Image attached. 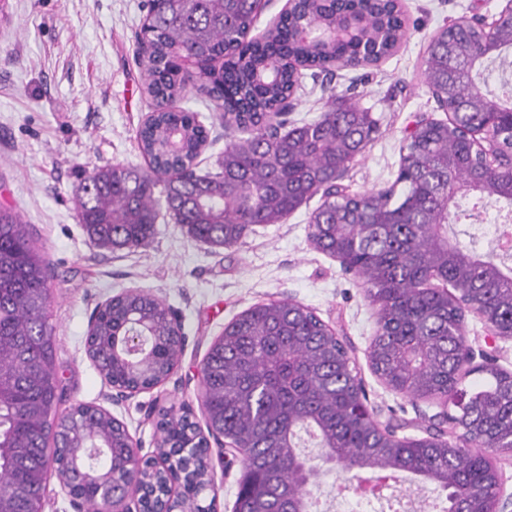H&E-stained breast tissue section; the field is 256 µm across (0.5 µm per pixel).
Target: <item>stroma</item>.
Returning a JSON list of instances; mask_svg holds the SVG:
<instances>
[{
  "mask_svg": "<svg viewBox=\"0 0 512 512\" xmlns=\"http://www.w3.org/2000/svg\"><path fill=\"white\" fill-rule=\"evenodd\" d=\"M145 0H5L0 7V206L31 224L46 253L49 322L57 344L61 410L78 403L102 408L127 428L141 456L155 455L160 433L157 410L188 408L199 429L206 415L197 401L201 366L225 326L251 306L290 299L312 308L346 340L369 395L379 427L398 437L422 438L437 400H412L395 393L371 371L368 350L376 333V308L360 279L308 239V223L320 205L313 196L285 223L254 227L230 248L191 238L164 219L145 247L109 251L84 233L76 196L85 173L123 164L145 168L136 135L153 110L135 61L136 35ZM507 0H400L408 34L391 57L374 66L341 68L323 89L305 78L289 122L320 115L329 94L353 98L376 125L372 141L345 172L347 192L390 186L397 175L406 129L419 116L443 118L422 78L427 46L447 24L477 17L494 19ZM183 108L200 113L209 143L199 173L216 172L224 150V126L199 87L189 88ZM149 293L178 315L185 336L182 355L160 385L114 400L111 384L86 353L89 317L112 296ZM468 343L492 353L512 372V338L491 336L475 315L465 318ZM241 463L215 464L209 496L215 512H234ZM343 475L321 470L311 485L325 512H388L368 505L353 491L337 493Z\"/></svg>",
  "mask_w": 512,
  "mask_h": 512,
  "instance_id": "35a3bbf8",
  "label": "stroma"
}]
</instances>
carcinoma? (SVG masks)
Masks as SVG:
<instances>
[{
    "mask_svg": "<svg viewBox=\"0 0 512 512\" xmlns=\"http://www.w3.org/2000/svg\"><path fill=\"white\" fill-rule=\"evenodd\" d=\"M257 8L250 0H158L148 3L137 36L136 61L154 102L139 132L148 167L113 164L83 179L80 224L98 246L121 250L149 244L160 211L191 237L219 248L239 243L255 226L282 224L321 194L309 221L316 249L354 268L377 306L370 367L392 391L413 400L448 399L460 380L465 309L483 308L500 336L512 337V172H489L480 147L482 125L494 119L498 156L512 152V76L493 100L477 80L512 69V18L501 19L487 55L475 23L445 25L433 36L422 77L445 120H430L405 138L394 184L364 193L333 188L336 177L371 141L369 113L330 95L315 119L278 134L273 121L288 111L304 71L333 75L347 60L376 63L405 34L393 0H300L296 9L256 39ZM355 25L341 38L336 24ZM303 23L318 28L316 43L296 36ZM188 53L209 73L204 87L224 121L218 172L199 174L196 159L208 133L197 113L178 106L193 80L179 63ZM474 199L460 209L458 198ZM504 203L509 222L495 241L511 253L498 259L448 240V224L482 220L488 205ZM49 264L30 225L0 207V512H42L48 471L80 483L76 466L95 444L98 470L122 479L130 450L125 426L100 409L59 410L56 339L49 323ZM87 351L112 385L150 389L178 361L171 312L143 292L111 297L95 313ZM137 328L150 336L142 355L128 356L123 340ZM487 382L455 417L470 448L457 447L440 419L423 440L360 418L362 379L338 336L315 311L270 300L224 327L204 360L206 424L241 453L235 512H315L304 487L317 475L299 451L301 433L324 449L323 461L358 477L361 471L412 474L445 493L443 512H489L497 470L484 454L494 445L512 454V372L476 368ZM163 442L194 446L200 436L189 414L158 422ZM480 495L471 497L472 489Z\"/></svg>",
    "mask_w": 512,
    "mask_h": 512,
    "instance_id": "obj_1",
    "label": "carcinoma"
}]
</instances>
